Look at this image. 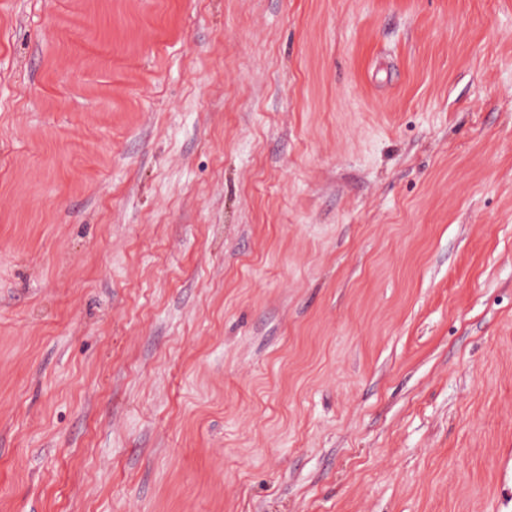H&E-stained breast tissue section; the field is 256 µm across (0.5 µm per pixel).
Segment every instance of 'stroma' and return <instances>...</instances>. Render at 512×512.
I'll return each mask as SVG.
<instances>
[{
	"mask_svg": "<svg viewBox=\"0 0 512 512\" xmlns=\"http://www.w3.org/2000/svg\"><path fill=\"white\" fill-rule=\"evenodd\" d=\"M0 512H512V0H0Z\"/></svg>",
	"mask_w": 512,
	"mask_h": 512,
	"instance_id": "obj_1",
	"label": "stroma"
}]
</instances>
